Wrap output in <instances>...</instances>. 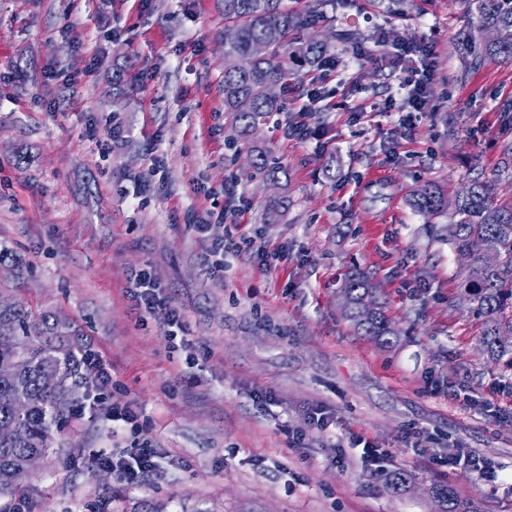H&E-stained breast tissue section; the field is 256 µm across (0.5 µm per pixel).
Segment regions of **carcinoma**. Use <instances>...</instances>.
<instances>
[{
  "instance_id": "obj_1",
  "label": "carcinoma",
  "mask_w": 512,
  "mask_h": 512,
  "mask_svg": "<svg viewBox=\"0 0 512 512\" xmlns=\"http://www.w3.org/2000/svg\"><path fill=\"white\" fill-rule=\"evenodd\" d=\"M477 9L487 37L477 43L465 35L457 42V51L480 59H512V0H477ZM224 24L237 31L235 40L224 43V58L244 61L239 68L224 67V109L234 114L243 133L252 135L267 114L280 109L279 99L266 95L267 85L283 83L291 63L320 62L327 47L303 35L307 18L282 6L281 0H224ZM260 41L266 51L252 54V46ZM253 168L265 180L278 179L279 167L270 164L262 150L257 151ZM410 205L430 216L452 210L453 222L446 225L448 245L472 259L470 276L460 290L472 298L471 312L482 320V353L490 363L512 370V343L500 339V330L512 326V207L499 206L490 186L480 180L470 181L451 200L437 187H427ZM482 239L497 256L493 264L479 253ZM343 290L351 297L345 315L354 326L392 344L397 332L381 308L370 318L357 312L364 298L373 297L370 280L353 272ZM90 355L70 322L49 314L36 316L3 299L0 291V362L13 367L9 376L0 377V427L9 429L0 438V498L14 493L28 475V458L46 455L55 432L88 395ZM49 375L57 379L50 390L45 386ZM433 495L444 512H477L446 484L436 486Z\"/></svg>"
}]
</instances>
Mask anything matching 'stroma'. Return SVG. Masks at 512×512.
<instances>
[{
  "label": "stroma",
  "mask_w": 512,
  "mask_h": 512,
  "mask_svg": "<svg viewBox=\"0 0 512 512\" xmlns=\"http://www.w3.org/2000/svg\"><path fill=\"white\" fill-rule=\"evenodd\" d=\"M478 28L473 0H325L306 33L326 42L328 76L295 67L281 111L244 137L224 110L222 0H0V286L68 318L112 365L0 512H438L440 482L480 512H512V371L487 362L459 301L449 215L409 204L477 178L512 205V60H463L456 40ZM379 39L434 47L414 122L383 109L404 63L355 53ZM317 77L318 134L301 141L288 122ZM259 147L279 183L253 176ZM229 233L266 244L267 266L231 252L215 277L206 257ZM143 270L186 337L140 316ZM355 270L398 333L391 346L343 313ZM127 404L134 436L162 457L132 488L96 461L127 446L107 418ZM320 406L333 425L290 447L287 427ZM350 432L380 447L378 463ZM418 435L422 458L404 443ZM451 453L491 461L501 481L432 468ZM390 469L408 474L405 490L387 485Z\"/></svg>",
  "instance_id": "1"
}]
</instances>
